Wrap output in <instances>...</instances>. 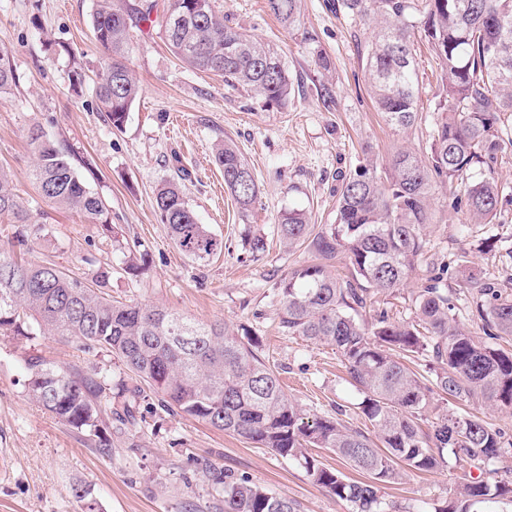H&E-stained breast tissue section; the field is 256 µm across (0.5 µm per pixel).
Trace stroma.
I'll return each mask as SVG.
<instances>
[{
    "label": "stroma",
    "mask_w": 512,
    "mask_h": 512,
    "mask_svg": "<svg viewBox=\"0 0 512 512\" xmlns=\"http://www.w3.org/2000/svg\"><path fill=\"white\" fill-rule=\"evenodd\" d=\"M338 2L300 0L298 20L288 27L269 12L266 0H219L227 24L274 44L288 66L293 90L284 105L268 106L178 60L159 31L168 0H154L150 21L131 32L126 64L140 92L118 130L95 94L101 65L92 30L97 0H0V52L9 54L18 76L12 93L0 98V169L43 222L41 235L28 245V258L52 259L88 279L106 269L114 299L245 328L259 337L260 355L277 371L288 397L328 417L337 405L351 406L361 397L344 381L335 349L279 327L275 284L312 255L284 247L278 219L297 208L312 223H332L336 189L363 159L373 158L382 168L398 149L428 151L443 93L437 59L419 46L417 127L404 134L386 125L373 108L361 52L373 26L345 15ZM322 55L328 67H320ZM33 125L89 165L87 183L107 200L111 231L39 196L30 176L34 155L27 132ZM503 137L505 155L470 172L474 181L488 174L497 178L502 200L496 222L467 223L453 195L436 192L427 252L415 275L394 295L377 298L368 318L385 310L393 320H412L414 294L440 265L448 268L449 287L491 279L512 293V262L500 260L512 250V118ZM222 140L236 145L260 187L245 218L214 162ZM168 178L181 184L199 222L223 237L220 258L194 264L169 239L154 206L155 189ZM248 224L270 242L257 261L243 245ZM487 237L497 248L484 254L479 247ZM129 255L146 258L139 276L123 270ZM36 355L62 366L127 374L118 360L85 355L54 336H0V512H81L79 487L97 512H212L208 466L245 474L296 500L300 512H350L347 502L315 485L297 463L160 407L124 433L104 429L112 454L101 455L96 441L29 396L26 362ZM459 476L451 466L408 474L383 489L385 508L427 512L431 503L448 499Z\"/></svg>",
    "instance_id": "stroma-1"
}]
</instances>
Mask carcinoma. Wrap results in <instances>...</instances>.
<instances>
[{
  "instance_id": "carcinoma-1",
  "label": "carcinoma",
  "mask_w": 512,
  "mask_h": 512,
  "mask_svg": "<svg viewBox=\"0 0 512 512\" xmlns=\"http://www.w3.org/2000/svg\"><path fill=\"white\" fill-rule=\"evenodd\" d=\"M205 2V12L197 9ZM269 11L292 25L298 0H267ZM153 4L97 0L92 26L104 56L96 86L100 110L121 129L139 85L125 64L130 31L150 20ZM341 9L360 22L378 21L364 46L368 90L393 129L407 133L418 122L420 85L414 60L415 28L439 61L444 96L426 155L395 152L383 173L369 161L342 179L334 222L315 226L303 210L278 220L282 244L306 246L318 262L292 268L276 283L283 332L336 348L347 382L362 395L363 426L338 417L305 413L285 394L274 369L258 354L260 340L223 323L188 319L159 306L125 303L103 291L109 272L89 287L49 261L28 262L0 252V335L40 333L75 344L86 355L114 356L138 383H112V372L59 367L40 356L27 360L29 395L71 428L99 436L101 426L117 431L146 422L151 400L171 412L269 449L305 469L310 479L350 504L351 512H385L381 489L409 472H434L453 456L463 471L452 496L431 512H504L512 506V479L494 463L512 440L475 414L439 409L446 402H484L512 410V353L498 341L512 339V295L484 282L467 289L444 283L440 266L415 297L410 322L392 321L382 311L366 318L380 294L408 281L426 248L437 188L457 193L478 224L496 220L500 187L489 175L465 176L497 159L504 140L501 116L512 113V0H341ZM172 53L189 67L224 78V84L283 104L291 91L280 54L242 28L225 23L217 0H169L161 21ZM18 77L0 52V96ZM35 156L31 172L40 197L75 211L91 224H109L106 201L81 176L68 148L29 129ZM214 161L241 216L249 213L258 183L234 143L215 145ZM155 210L173 244L191 261L224 253V240L199 223L179 184L161 182ZM0 218L17 225L18 245L42 229L41 221L15 193L0 169ZM244 244L257 257L268 252L265 235L246 229ZM346 272H333L335 261ZM482 323L474 336L457 321V302ZM435 414L428 430L422 423ZM371 426L375 437L365 431ZM324 448L363 475L351 480L312 453ZM478 474H473V471ZM218 512H299L296 501L278 496L229 469H208Z\"/></svg>"
}]
</instances>
